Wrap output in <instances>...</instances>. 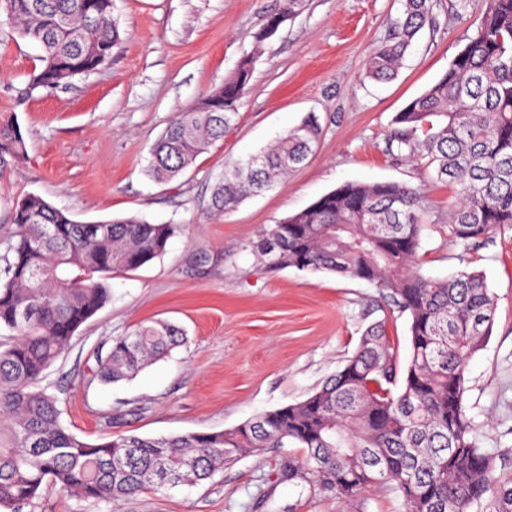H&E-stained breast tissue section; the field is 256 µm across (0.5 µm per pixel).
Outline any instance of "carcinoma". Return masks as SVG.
Listing matches in <instances>:
<instances>
[{"label":"carcinoma","instance_id":"carcinoma-1","mask_svg":"<svg viewBox=\"0 0 512 512\" xmlns=\"http://www.w3.org/2000/svg\"><path fill=\"white\" fill-rule=\"evenodd\" d=\"M479 5L464 48L425 92L398 113L397 150L427 160L455 189L449 236L489 240L512 226V0ZM113 0H0L19 37L40 45L29 91H50L101 69L121 39ZM436 24L433 0H404V19L373 49L366 76L388 81L413 38ZM253 58L224 85L180 112L156 141L149 175L176 178L224 138L248 93ZM423 132L418 136L417 132ZM321 134L307 117L262 154L234 162L211 198L223 213L274 186L304 163ZM22 133L0 120V172L25 157ZM428 219L417 189L346 182L266 227L256 244L277 267L340 273L379 284L410 318L411 354L400 365L382 326L306 399L259 414L232 430L172 437L118 434L87 441L61 422L58 396L44 384L79 328L109 301L114 272H134L180 230L137 217L81 223L29 195L12 214L0 256V512L33 507L45 488L81 502L131 501L146 489L210 480L245 453L292 444L296 469L323 491L352 499L389 488L405 512H512V477L480 448L466 415L469 361L491 334L496 295L478 271L445 279L417 262ZM187 343L182 327L141 324L112 338L91 378L117 383Z\"/></svg>","mask_w":512,"mask_h":512}]
</instances>
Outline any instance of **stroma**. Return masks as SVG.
I'll list each match as a JSON object with an SVG mask.
<instances>
[{
	"label": "stroma",
	"instance_id": "obj_1",
	"mask_svg": "<svg viewBox=\"0 0 512 512\" xmlns=\"http://www.w3.org/2000/svg\"><path fill=\"white\" fill-rule=\"evenodd\" d=\"M457 0H435L397 77L365 78L363 62L402 15V0H295L277 34L256 37L282 0H115L121 39L98 72L54 91L28 92L40 50L0 24V117H13L26 156L0 176V252L26 195L80 222L135 216L176 224L158 258L109 279L110 302L84 324L46 379L61 420L94 441L117 434L167 437L236 428L304 400L342 368L366 330L382 324L400 363L410 320L376 284L274 268L251 249L262 229L346 182H394L422 191L430 214L420 242L426 275L481 271L497 296L492 334L472 358L467 415L480 448L512 472V227L479 245L452 242L454 190L426 161L389 146L394 118L447 70L471 34ZM256 55L248 94L222 141L178 178L146 175L150 150L177 113L222 86ZM322 135L304 165L215 217L209 205L230 162L277 141L307 115ZM167 320L186 345L128 382L91 380L112 337ZM300 448H271L225 465L212 480L141 492L133 502L89 505L52 488L32 512H404L389 488L344 500L289 478Z\"/></svg>",
	"mask_w": 512,
	"mask_h": 512
}]
</instances>
